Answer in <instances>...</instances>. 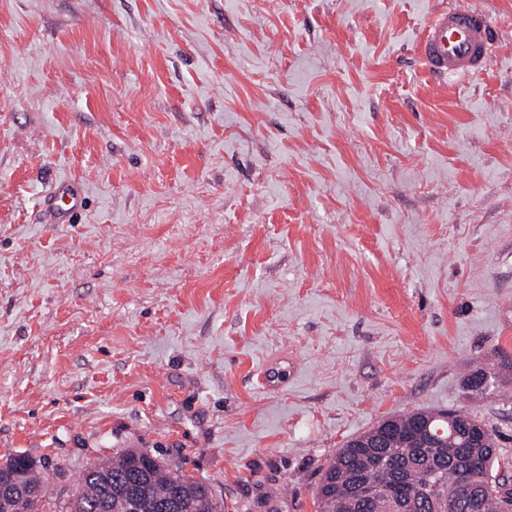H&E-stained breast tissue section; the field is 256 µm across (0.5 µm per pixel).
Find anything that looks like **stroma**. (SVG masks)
I'll use <instances>...</instances> for the list:
<instances>
[{
    "label": "stroma",
    "mask_w": 512,
    "mask_h": 512,
    "mask_svg": "<svg viewBox=\"0 0 512 512\" xmlns=\"http://www.w3.org/2000/svg\"><path fill=\"white\" fill-rule=\"evenodd\" d=\"M439 2L0 0V455L72 487L142 448L226 512H318L421 408L512 458V386H463L512 356V0H470L493 58L437 81ZM82 206V198L76 188L67 182L60 183L49 197L47 207L58 222L70 221Z\"/></svg>",
    "instance_id": "obj_1"
}]
</instances>
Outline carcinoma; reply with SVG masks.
Here are the masks:
<instances>
[{"label": "carcinoma", "mask_w": 512, "mask_h": 512, "mask_svg": "<svg viewBox=\"0 0 512 512\" xmlns=\"http://www.w3.org/2000/svg\"><path fill=\"white\" fill-rule=\"evenodd\" d=\"M511 372L507 356L497 369L470 372L464 388L483 394ZM387 422V430L351 438L328 461L315 491L320 512H512V487L495 474L512 462L485 422L455 409L416 410ZM47 469L22 453L0 456V480L11 488L0 512H129L108 485L139 479V512H224L210 484L139 448L90 464L62 498H54Z\"/></svg>", "instance_id": "obj_1"}]
</instances>
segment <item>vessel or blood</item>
Returning <instances> with one entry per match:
<instances>
[{
	"mask_svg": "<svg viewBox=\"0 0 512 512\" xmlns=\"http://www.w3.org/2000/svg\"><path fill=\"white\" fill-rule=\"evenodd\" d=\"M493 44V26L485 13L462 0H444L428 18L417 54L435 78L465 77L486 67ZM81 206L80 193L66 182L56 187L47 202L48 209L61 223L69 221Z\"/></svg>",
	"mask_w": 512,
	"mask_h": 512,
	"instance_id": "b4317fda",
	"label": "vessel or blood"
}]
</instances>
